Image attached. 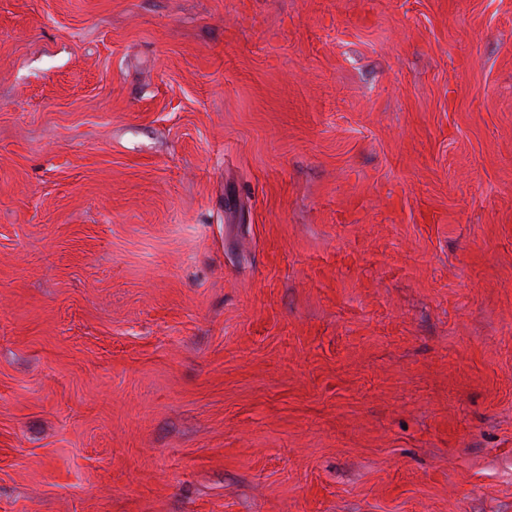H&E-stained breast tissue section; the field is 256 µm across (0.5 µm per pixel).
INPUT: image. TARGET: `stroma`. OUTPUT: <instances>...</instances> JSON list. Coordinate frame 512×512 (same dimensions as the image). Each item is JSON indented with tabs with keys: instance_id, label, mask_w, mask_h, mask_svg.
Here are the masks:
<instances>
[{
	"instance_id": "stroma-1",
	"label": "stroma",
	"mask_w": 512,
	"mask_h": 512,
	"mask_svg": "<svg viewBox=\"0 0 512 512\" xmlns=\"http://www.w3.org/2000/svg\"><path fill=\"white\" fill-rule=\"evenodd\" d=\"M0 512H512V0H0Z\"/></svg>"
}]
</instances>
